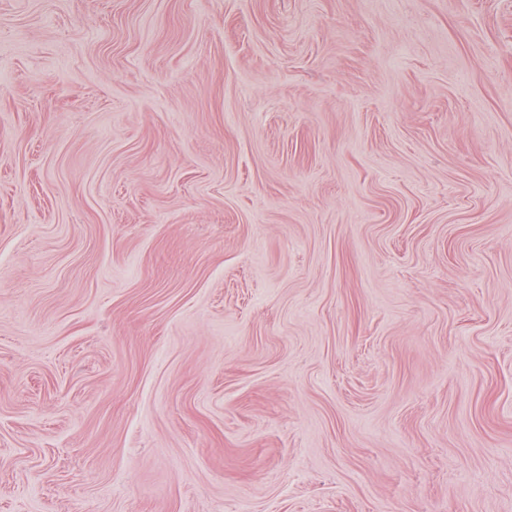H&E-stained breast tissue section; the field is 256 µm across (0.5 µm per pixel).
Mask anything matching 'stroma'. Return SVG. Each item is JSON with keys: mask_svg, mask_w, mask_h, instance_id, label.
I'll use <instances>...</instances> for the list:
<instances>
[{"mask_svg": "<svg viewBox=\"0 0 512 512\" xmlns=\"http://www.w3.org/2000/svg\"><path fill=\"white\" fill-rule=\"evenodd\" d=\"M0 512H512V0H0Z\"/></svg>", "mask_w": 512, "mask_h": 512, "instance_id": "35a3bbf8", "label": "stroma"}]
</instances>
